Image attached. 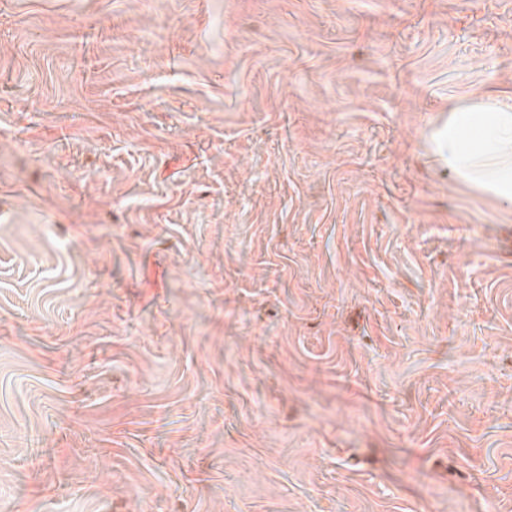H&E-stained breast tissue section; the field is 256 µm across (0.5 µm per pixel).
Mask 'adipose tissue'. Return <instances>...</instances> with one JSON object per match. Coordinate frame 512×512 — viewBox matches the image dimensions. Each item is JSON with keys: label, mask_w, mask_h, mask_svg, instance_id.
<instances>
[{"label": "adipose tissue", "mask_w": 512, "mask_h": 512, "mask_svg": "<svg viewBox=\"0 0 512 512\" xmlns=\"http://www.w3.org/2000/svg\"><path fill=\"white\" fill-rule=\"evenodd\" d=\"M425 149L462 183L512 207V97L471 95L433 129Z\"/></svg>", "instance_id": "adipose-tissue-1"}]
</instances>
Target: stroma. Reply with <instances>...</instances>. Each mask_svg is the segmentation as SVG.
<instances>
[{"label":"stroma","mask_w":512,"mask_h":512,"mask_svg":"<svg viewBox=\"0 0 512 512\" xmlns=\"http://www.w3.org/2000/svg\"><path fill=\"white\" fill-rule=\"evenodd\" d=\"M474 93L512 0H0V502L512 512Z\"/></svg>","instance_id":"stroma-1"}]
</instances>
